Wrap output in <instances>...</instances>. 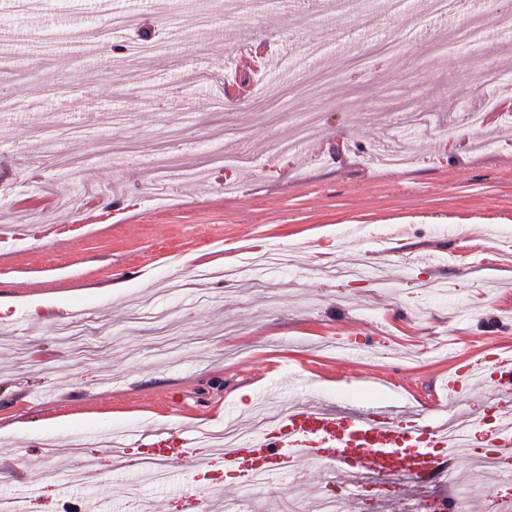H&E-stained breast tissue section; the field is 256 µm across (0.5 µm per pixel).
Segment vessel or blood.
I'll return each mask as SVG.
<instances>
[{"label":"vessel or blood","instance_id":"1","mask_svg":"<svg viewBox=\"0 0 512 512\" xmlns=\"http://www.w3.org/2000/svg\"><path fill=\"white\" fill-rule=\"evenodd\" d=\"M495 386L488 408L464 417L456 431L447 422H399L379 409L344 417L332 408L295 403L282 410L275 422L240 438L220 457L200 456L189 437L178 442L150 435L158 462L188 463L196 472L211 474V487H222L219 472L234 474L241 483L259 474L273 477L315 462L354 473L377 474L401 470L417 481L446 475L453 452L480 439L493 453L512 455V352L502 350L469 360L451 372L449 398L461 400L486 379Z\"/></svg>","mask_w":512,"mask_h":512}]
</instances>
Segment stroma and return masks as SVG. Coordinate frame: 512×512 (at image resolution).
I'll list each match as a JSON object with an SVG mask.
<instances>
[{"label":"stroma","mask_w":512,"mask_h":512,"mask_svg":"<svg viewBox=\"0 0 512 512\" xmlns=\"http://www.w3.org/2000/svg\"><path fill=\"white\" fill-rule=\"evenodd\" d=\"M345 2L215 0V35L201 41L153 0H0V47L54 60L13 82L16 108L0 113V227L25 236L0 242V462L23 469L0 472V498L32 500L33 512H177L196 475L166 465L151 478L144 429H248L294 401L384 407L403 422L483 407L485 386L448 403L441 379L512 347V119L499 110L482 130L463 126L512 93V0H460L446 17L429 0ZM112 12L135 14L128 39L157 50L112 44L104 78L98 51L68 36ZM250 49L254 72L241 66ZM226 77L253 92L220 114ZM301 113L317 124L299 142ZM272 139L296 147L274 157ZM400 144L405 167L373 164V146ZM220 147L248 163L207 167ZM159 160L191 173L164 199L150 184ZM79 162L85 178L69 179ZM48 180L70 208L37 190ZM268 250L287 262L195 278ZM338 267L362 277H334ZM115 434L123 470L70 447ZM482 454L471 448L429 485L367 473L361 496L352 474L309 464L206 491L203 512H317L327 497L339 512H445L449 499L479 512L512 498Z\"/></svg>","instance_id":"stroma-1"}]
</instances>
